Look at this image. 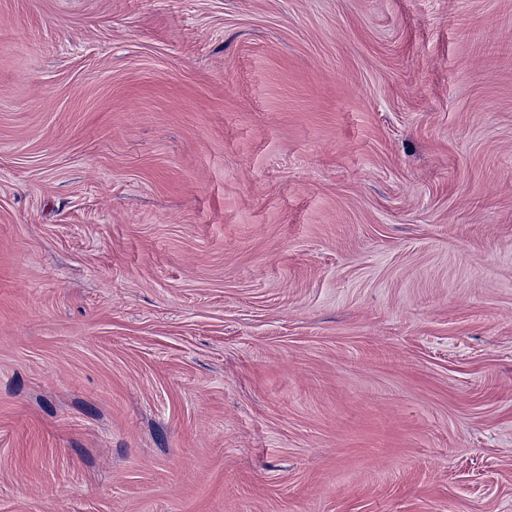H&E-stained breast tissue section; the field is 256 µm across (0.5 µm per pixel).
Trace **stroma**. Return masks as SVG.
I'll use <instances>...</instances> for the list:
<instances>
[{"instance_id": "obj_1", "label": "stroma", "mask_w": 512, "mask_h": 512, "mask_svg": "<svg viewBox=\"0 0 512 512\" xmlns=\"http://www.w3.org/2000/svg\"><path fill=\"white\" fill-rule=\"evenodd\" d=\"M0 512H512V0H0Z\"/></svg>"}]
</instances>
